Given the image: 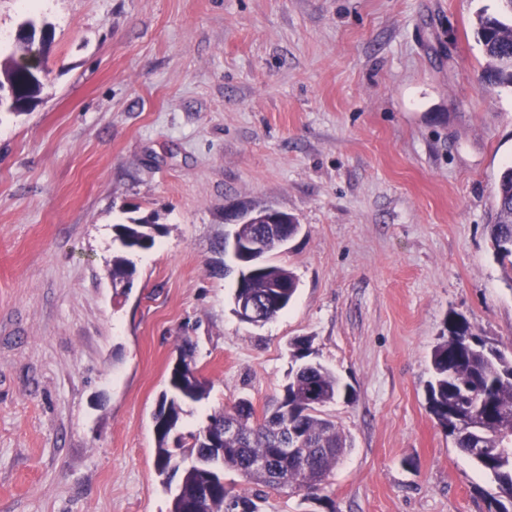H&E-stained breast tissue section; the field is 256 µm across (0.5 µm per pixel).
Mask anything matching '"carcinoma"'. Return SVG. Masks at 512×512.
Segmentation results:
<instances>
[{"instance_id":"obj_1","label":"carcinoma","mask_w":512,"mask_h":512,"mask_svg":"<svg viewBox=\"0 0 512 512\" xmlns=\"http://www.w3.org/2000/svg\"><path fill=\"white\" fill-rule=\"evenodd\" d=\"M498 16L480 14L476 18V33L483 48L485 64L481 80L492 86L512 85V0H500ZM51 43L48 25L37 27L29 19L19 27L14 39L8 65L0 67V91L11 100L9 109L22 112L38 101L45 72L43 56L36 49L47 52ZM497 205L491 222V232L497 259L512 265V165L500 174ZM265 224H241L238 236L252 242L257 236L265 238L268 250L276 249V239L284 230L281 224L285 214L269 213L263 207ZM154 220L130 217L114 226L121 248L112 258L109 275L112 283H121L134 277L135 264L130 255L152 248L155 234L151 232ZM294 272L284 265L264 263L252 275L241 292L261 306L260 322L265 323L285 310L297 291ZM448 335L442 337L431 353L433 378L427 385L430 412L439 425L448 431L455 447L474 460L495 484L496 493L490 495L488 512H512V355L474 333L468 320L452 313L446 321ZM293 361L308 356L312 340L298 337L288 343ZM346 387L336 374L319 362L304 363L292 374L284 386V393L275 409L262 418L255 417L252 404L241 399L232 407L209 415V431L217 433L224 424L237 421L241 437L224 439V469L231 470L249 483L278 490L273 478L288 474V490L300 494L305 501H316L330 507L332 502L319 496L330 475L336 469L347 448L351 447L348 433L328 418L323 408L336 401ZM209 392V383L198 375L190 378L177 368L171 370L167 388L161 393L158 405L165 417L154 424L157 436L155 460L160 473L171 465L173 449L181 453L205 455L207 448L199 444L191 433L175 440L185 414L184 406L200 402ZM463 418V426L448 430V407ZM294 429L302 438L301 447L308 450L305 458L278 457L275 449L288 444V429ZM263 460L265 469L254 464ZM181 482L196 491H208L210 512H257L251 498L234 491L218 477L196 470L182 473Z\"/></svg>"}]
</instances>
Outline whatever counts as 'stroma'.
Returning <instances> with one entry per match:
<instances>
[{
    "instance_id": "35a3bbf8",
    "label": "stroma",
    "mask_w": 512,
    "mask_h": 512,
    "mask_svg": "<svg viewBox=\"0 0 512 512\" xmlns=\"http://www.w3.org/2000/svg\"><path fill=\"white\" fill-rule=\"evenodd\" d=\"M500 0H0V62L49 24V77L0 111V512H169L153 414L183 338L208 380L193 431L273 410L288 343L350 385L336 512H487L490 478L430 413L450 313L512 351V268L489 233L512 163V86L482 88L475 16ZM301 230L298 278L261 325L234 312L224 210ZM165 232L113 286L129 210ZM258 512H327L244 483Z\"/></svg>"
}]
</instances>
